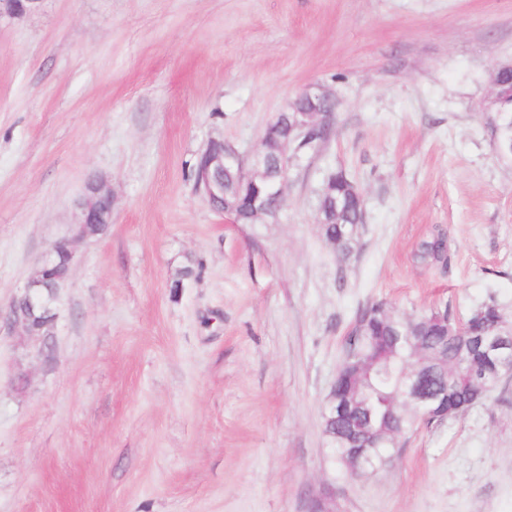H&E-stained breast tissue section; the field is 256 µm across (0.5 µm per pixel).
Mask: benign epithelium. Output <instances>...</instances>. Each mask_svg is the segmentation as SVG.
<instances>
[{"instance_id":"1","label":"benign epithelium","mask_w":512,"mask_h":512,"mask_svg":"<svg viewBox=\"0 0 512 512\" xmlns=\"http://www.w3.org/2000/svg\"><path fill=\"white\" fill-rule=\"evenodd\" d=\"M38 0H0V15H20L32 10ZM512 70V63L497 66L493 70L492 82L494 91L488 99L487 110L497 113L512 110V87L502 82L501 75ZM333 97V93L322 86H310L303 90L289 105L293 110L291 131L294 140L309 134L316 123L323 118L331 117L334 111L320 107L325 99ZM293 140L283 143L280 159L272 163L263 148H257L246 158L231 146H224V141L212 139L206 149L201 153L203 166L197 176L196 190L209 202L217 200L222 202L218 211L227 214L235 213L236 203L224 186V171L232 170L236 174L238 183L255 188L250 199L251 209L256 220H264L269 216V202L280 199L288 182V171L295 159L290 153ZM112 202V189L104 181L87 184L84 195L76 203L78 220L73 238H65L60 243L72 246V239L87 238L96 235V228L107 227L112 223V209L101 210L98 202ZM73 261V251H68L65 274L57 277V281L48 285L49 297L40 293L43 275L51 270L59 269L55 248L48 249L40 258L34 274L25 283L22 290L10 302L6 314V322L12 327H19L27 336L52 335L55 310L62 299V291L70 276ZM480 348L488 355L501 359L504 374L512 375V326L505 323L497 331L486 336L478 337ZM415 380L408 385L404 395L407 396L405 407L417 406L424 408L428 413L422 414H448V408L438 395L427 396L421 391V373L415 372Z\"/></svg>"}]
</instances>
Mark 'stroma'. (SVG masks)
I'll use <instances>...</instances> for the list:
<instances>
[{"instance_id": "1", "label": "stroma", "mask_w": 512, "mask_h": 512, "mask_svg": "<svg viewBox=\"0 0 512 512\" xmlns=\"http://www.w3.org/2000/svg\"><path fill=\"white\" fill-rule=\"evenodd\" d=\"M512 0H38L0 17V309L94 180L106 233L74 239L53 334L0 322V512H512V377L407 432L356 477L323 432L359 309L495 302L512 321V160L491 73ZM336 134L291 166L276 218L195 189L212 138L241 154L306 87ZM365 196L339 261L326 177ZM443 229L448 263L417 257ZM193 268L184 277L185 268Z\"/></svg>"}]
</instances>
